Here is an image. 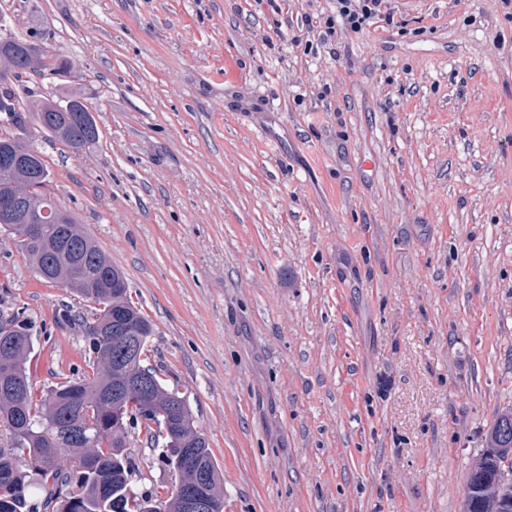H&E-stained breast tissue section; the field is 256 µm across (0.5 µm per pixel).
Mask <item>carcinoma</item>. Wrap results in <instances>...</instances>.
Segmentation results:
<instances>
[{
	"mask_svg": "<svg viewBox=\"0 0 512 512\" xmlns=\"http://www.w3.org/2000/svg\"><path fill=\"white\" fill-rule=\"evenodd\" d=\"M40 69L23 63L0 84V116L8 120L12 133L7 141L27 143L28 124H41L44 113L62 110L84 114L95 120L77 94H53L34 98L20 86L23 75ZM53 140L79 152L98 135L83 128L50 131ZM50 172H45L37 206L46 211L45 242L22 239L0 217L6 235L17 239L34 271L46 263L60 274L55 282L71 285L69 266L79 267L83 286L78 291L93 299L99 309L93 319L73 315L67 306L58 311L57 323L69 325L86 337L92 374L63 381L40 396L33 392L26 359L33 346L35 324L16 311L10 317L18 344L9 353L0 352V381L24 390L22 399L0 392V427L9 431L11 447L0 448V512H150L156 502L153 493H136L131 485L134 463L129 433L143 430L155 439L150 420L141 408V398L114 405L112 392L126 368L121 344L112 334L116 320L129 322L145 354L153 335L151 322L132 301L121 269L82 228L76 218L59 207L47 192ZM179 392L166 391L173 409L169 417L170 446L161 449L162 458L179 477L176 491L164 502L167 512H181L179 490L193 479L188 455L200 460L211 472L214 512H224L220 491L223 475L213 457L208 439L198 430L190 406L179 401ZM22 413L28 428L17 431L14 416ZM487 449L470 469L465 483L463 512H512V409L501 411L486 435ZM28 457L32 470L21 469L16 457Z\"/></svg>",
	"mask_w": 512,
	"mask_h": 512,
	"instance_id": "1",
	"label": "carcinoma"
}]
</instances>
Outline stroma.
<instances>
[{"label":"stroma","instance_id":"stroma-1","mask_svg":"<svg viewBox=\"0 0 512 512\" xmlns=\"http://www.w3.org/2000/svg\"><path fill=\"white\" fill-rule=\"evenodd\" d=\"M308 0H0L68 60L98 139L38 126L51 187L124 271L146 362L191 407L224 512H461L512 408V14L406 0L405 32L292 45ZM94 316L0 241V313L37 391L89 369ZM136 491L176 481L142 441Z\"/></svg>","mask_w":512,"mask_h":512}]
</instances>
